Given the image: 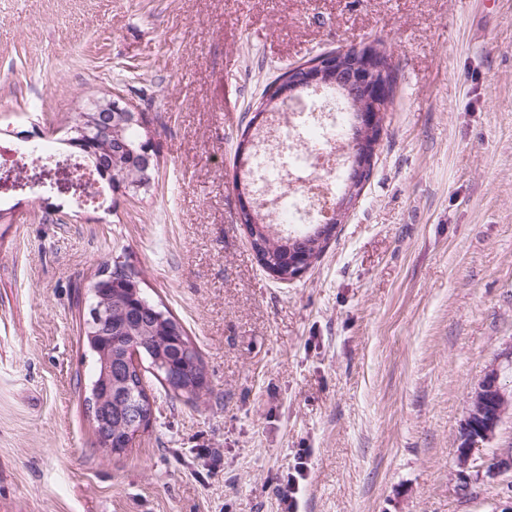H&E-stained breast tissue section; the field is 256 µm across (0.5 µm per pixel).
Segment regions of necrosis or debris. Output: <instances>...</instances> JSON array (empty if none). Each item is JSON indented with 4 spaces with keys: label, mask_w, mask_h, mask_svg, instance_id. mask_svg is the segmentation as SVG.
Masks as SVG:
<instances>
[{
    "label": "necrosis or debris",
    "mask_w": 512,
    "mask_h": 512,
    "mask_svg": "<svg viewBox=\"0 0 512 512\" xmlns=\"http://www.w3.org/2000/svg\"><path fill=\"white\" fill-rule=\"evenodd\" d=\"M287 121L274 136L279 150H256L248 177L277 198L276 213L284 230L322 223L325 195H336L344 176L338 150L348 131L349 114L334 92H322L291 105ZM296 190L284 193V176Z\"/></svg>",
    "instance_id": "necrosis-or-debris-1"
}]
</instances>
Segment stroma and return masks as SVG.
I'll use <instances>...</instances> for the list:
<instances>
[{
  "label": "stroma",
  "instance_id": "1",
  "mask_svg": "<svg viewBox=\"0 0 512 512\" xmlns=\"http://www.w3.org/2000/svg\"><path fill=\"white\" fill-rule=\"evenodd\" d=\"M381 42L398 80L372 176L301 277L239 220L235 153L279 69ZM121 94L157 132L142 199L0 197V512H512V475L454 464L491 366L512 390V0H0V144ZM70 219L57 223L50 208ZM127 262L209 390L146 371L154 419L102 452L88 289ZM309 467L305 461L297 462L293 471H288L282 475L279 486V496L283 512H298L299 499L305 487L307 480V471Z\"/></svg>",
  "mask_w": 512,
  "mask_h": 512
}]
</instances>
